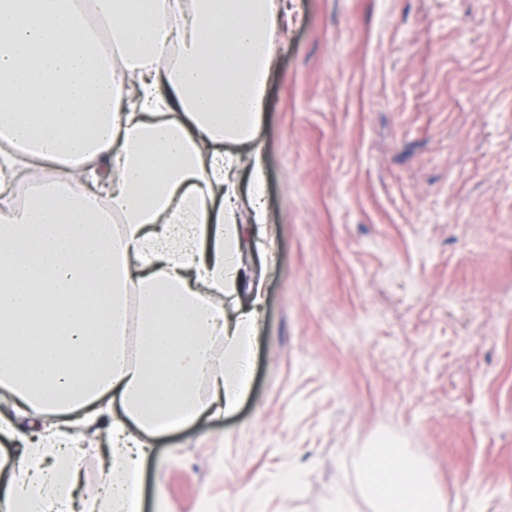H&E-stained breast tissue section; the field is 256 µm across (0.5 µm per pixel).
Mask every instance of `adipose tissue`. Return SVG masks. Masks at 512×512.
I'll return each instance as SVG.
<instances>
[{
  "label": "adipose tissue",
  "instance_id": "adipose-tissue-1",
  "mask_svg": "<svg viewBox=\"0 0 512 512\" xmlns=\"http://www.w3.org/2000/svg\"><path fill=\"white\" fill-rule=\"evenodd\" d=\"M93 2L96 27L77 0H0V434L20 413L37 429L5 512H135L152 437L233 414L250 381L262 288L242 226L265 222L279 6ZM22 179L37 189L20 206ZM99 421L91 500L76 490ZM361 470L372 512H447L403 449Z\"/></svg>",
  "mask_w": 512,
  "mask_h": 512
}]
</instances>
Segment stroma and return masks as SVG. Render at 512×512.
<instances>
[{
	"label": "stroma",
	"mask_w": 512,
	"mask_h": 512,
	"mask_svg": "<svg viewBox=\"0 0 512 512\" xmlns=\"http://www.w3.org/2000/svg\"><path fill=\"white\" fill-rule=\"evenodd\" d=\"M282 9L251 387L155 438L141 512H370L384 439L447 512H512V0Z\"/></svg>",
	"instance_id": "stroma-1"
}]
</instances>
